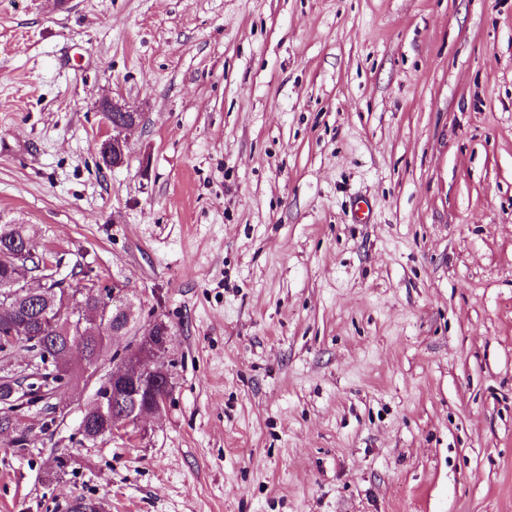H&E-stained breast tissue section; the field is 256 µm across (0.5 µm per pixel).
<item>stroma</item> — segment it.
Wrapping results in <instances>:
<instances>
[{"mask_svg": "<svg viewBox=\"0 0 512 512\" xmlns=\"http://www.w3.org/2000/svg\"><path fill=\"white\" fill-rule=\"evenodd\" d=\"M1 223L174 335L161 415L25 409L0 512H512V0H0ZM99 112L105 113H122L123 119H117L112 126V135L104 139L100 143L99 154L102 162L104 159H109L112 155V169L120 167L124 164L126 159L127 139L126 133L135 128L139 124V113L131 109L126 103L115 98H103L97 105ZM108 124L107 118H105Z\"/></svg>", "mask_w": 512, "mask_h": 512, "instance_id": "1", "label": "stroma"}]
</instances>
